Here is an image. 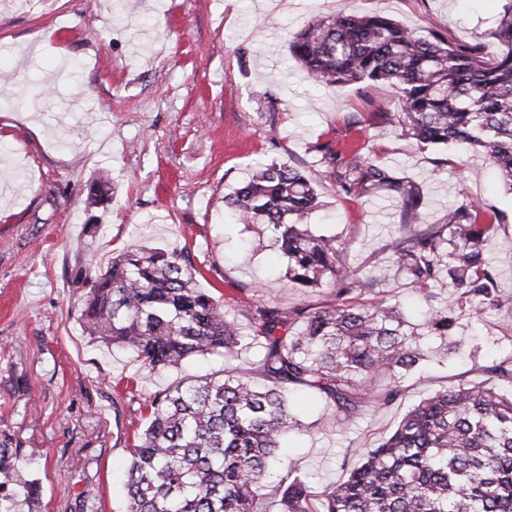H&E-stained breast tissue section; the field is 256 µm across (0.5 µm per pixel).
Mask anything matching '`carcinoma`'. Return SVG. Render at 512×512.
I'll return each instance as SVG.
<instances>
[{
  "label": "carcinoma",
  "instance_id": "obj_1",
  "mask_svg": "<svg viewBox=\"0 0 512 512\" xmlns=\"http://www.w3.org/2000/svg\"><path fill=\"white\" fill-rule=\"evenodd\" d=\"M483 42L453 44L383 15L341 12L312 17L288 45L318 85L385 84L395 111L376 116L396 124L423 147L468 144L493 164L512 194V0ZM320 151L336 172L339 191L398 189L370 155L341 158L334 141ZM108 176L90 187L101 204ZM240 222L265 224L288 258L286 277L303 288L336 285L322 307L283 308L260 302L248 331L230 319L197 280L183 252L141 246L112 258L90 278L84 328L125 351L141 369H178L196 356H229L259 348L255 367L185 376L145 400L147 426L130 449L124 512H311L307 478L288 472L278 456L296 420L288 393L318 392L334 420L376 410L401 396V379L423 360L419 334L399 306L384 297L360 301L373 283L361 270L338 265L339 241L316 235L304 218L318 207L312 181L286 162H260L243 187L224 201ZM496 212L472 200L448 210L441 224L402 225L387 248L394 275L425 299L448 282L451 292L430 311L428 332L452 335L463 303L480 313L511 307L491 288L484 238ZM476 370L493 385L436 392L410 410L341 483L322 495V512H512V354ZM17 453L0 444V512L38 499L35 479L19 476Z\"/></svg>",
  "mask_w": 512,
  "mask_h": 512
}]
</instances>
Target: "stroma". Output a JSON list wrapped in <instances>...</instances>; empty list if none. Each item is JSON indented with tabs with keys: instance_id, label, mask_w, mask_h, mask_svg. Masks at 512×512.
<instances>
[{
	"instance_id": "35a3bbf8",
	"label": "stroma",
	"mask_w": 512,
	"mask_h": 512,
	"mask_svg": "<svg viewBox=\"0 0 512 512\" xmlns=\"http://www.w3.org/2000/svg\"><path fill=\"white\" fill-rule=\"evenodd\" d=\"M504 0H0V442L39 479L35 512H123L129 450L146 424L145 397L189 374L254 361L206 356L158 374L93 341L83 327L89 279L112 256L142 245L177 248L229 317L252 305L332 302V285H289L287 258L262 224H234L224 197L258 160L315 177L319 147L376 156L421 196L422 224L441 223L462 197L492 206L486 239L500 293L512 294V195L465 144L420 150L372 121L392 97L382 84H310L288 43L316 13H382L449 42L488 41ZM112 176L88 201L100 169ZM308 222L336 236L338 262L363 269L389 301L422 322L429 305L393 277L388 243L406 198L384 188L338 193L316 179ZM464 351L433 354L402 380L393 404L338 425L318 395L295 391L301 421L284 441L314 493L343 480L421 399L485 382L473 362L512 354V310L457 311Z\"/></svg>"
}]
</instances>
